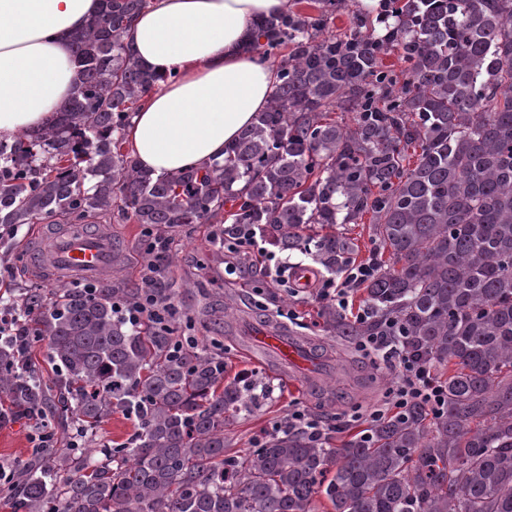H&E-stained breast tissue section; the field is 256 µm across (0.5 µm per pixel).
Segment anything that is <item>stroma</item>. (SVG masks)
I'll use <instances>...</instances> for the list:
<instances>
[{"instance_id": "1", "label": "stroma", "mask_w": 512, "mask_h": 512, "mask_svg": "<svg viewBox=\"0 0 512 512\" xmlns=\"http://www.w3.org/2000/svg\"><path fill=\"white\" fill-rule=\"evenodd\" d=\"M44 230L41 224L19 229L10 245L19 258L6 264L5 275L0 276V294L23 288L50 291V283L29 271L28 243ZM106 230L122 250V265L114 271V278L126 287H141L149 274L142 225L112 223ZM224 230L221 224H191L165 233L163 239L167 251L175 256L167 281L180 311L174 322L175 336L207 339L223 349L230 373H246L269 388L252 412L242 414L229 427L235 451L256 447L274 426L287 425L298 410L318 422L333 447L365 433L371 424L367 412L381 404L383 390L393 378L391 371L364 358L354 339L324 330L319 317L324 303L320 288L298 290L286 276L278 282L270 280L257 253L225 248ZM228 265L235 267V274H225ZM282 307L296 311L298 321L280 318ZM271 324L306 341L318 354L323 361L318 378L290 373L250 343L251 327ZM42 433L51 435L54 446L63 449L69 447L73 430L49 410L34 418H0V464L19 467L35 463V439Z\"/></svg>"}]
</instances>
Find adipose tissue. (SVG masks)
I'll use <instances>...</instances> for the list:
<instances>
[{
  "label": "adipose tissue",
  "instance_id": "ef3b65f1",
  "mask_svg": "<svg viewBox=\"0 0 512 512\" xmlns=\"http://www.w3.org/2000/svg\"><path fill=\"white\" fill-rule=\"evenodd\" d=\"M101 0H0V139L52 123L74 93L72 40ZM288 0H154L126 40L159 84L126 132L152 176L223 159L224 148L266 110L276 68L253 51L254 24Z\"/></svg>",
  "mask_w": 512,
  "mask_h": 512
}]
</instances>
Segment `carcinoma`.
I'll return each instance as SVG.
<instances>
[{
  "instance_id": "cac0c4a2",
  "label": "carcinoma",
  "mask_w": 512,
  "mask_h": 512,
  "mask_svg": "<svg viewBox=\"0 0 512 512\" xmlns=\"http://www.w3.org/2000/svg\"><path fill=\"white\" fill-rule=\"evenodd\" d=\"M148 0H102L74 37L76 93L53 124L0 140V227L251 225L334 274L355 261L338 224H370L388 262L369 312L336 336H404L444 404H415L332 448L284 426L230 453L224 431L256 400L224 355L171 335L167 255L154 287L31 288L4 300L25 326L0 334V398L74 421L84 450H43L15 473L13 512H512V0H288L255 25L279 69L266 111L203 168L152 177L125 130L161 77L124 35ZM349 25L335 29L336 18ZM395 55L396 70L385 59ZM340 113L342 120L333 118ZM314 224L330 228L306 234ZM150 297L152 316L126 313ZM42 343L49 387L30 363ZM134 434L97 439L112 414Z\"/></svg>"
}]
</instances>
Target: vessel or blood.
<instances>
[{"label":"vessel or blood","mask_w":512,"mask_h":512,"mask_svg":"<svg viewBox=\"0 0 512 512\" xmlns=\"http://www.w3.org/2000/svg\"><path fill=\"white\" fill-rule=\"evenodd\" d=\"M32 272L51 281L63 276L108 279L118 257L112 238L102 230H79L73 226L48 231L30 247ZM259 345L273 350L282 363L309 369L313 360L306 348L281 328L262 326L254 334Z\"/></svg>","instance_id":"1"}]
</instances>
